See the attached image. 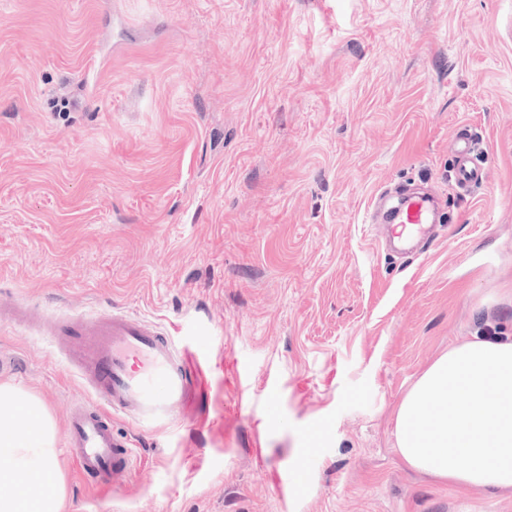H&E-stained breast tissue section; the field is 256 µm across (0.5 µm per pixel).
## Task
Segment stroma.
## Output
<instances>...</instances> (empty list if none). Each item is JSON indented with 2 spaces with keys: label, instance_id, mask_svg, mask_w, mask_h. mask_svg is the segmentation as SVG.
Returning a JSON list of instances; mask_svg holds the SVG:
<instances>
[{
  "label": "stroma",
  "instance_id": "1",
  "mask_svg": "<svg viewBox=\"0 0 512 512\" xmlns=\"http://www.w3.org/2000/svg\"><path fill=\"white\" fill-rule=\"evenodd\" d=\"M464 129L487 158L466 193ZM398 184L448 212L406 257L367 221ZM6 299L139 316L201 375L185 419L113 417L136 464L105 492L66 451L91 397L72 358L0 324V382L55 421L63 512H512L394 435L449 347L512 340V0H0Z\"/></svg>",
  "mask_w": 512,
  "mask_h": 512
}]
</instances>
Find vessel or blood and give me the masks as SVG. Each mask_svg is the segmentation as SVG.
Instances as JSON below:
<instances>
[{
    "label": "vessel or blood",
    "instance_id": "1",
    "mask_svg": "<svg viewBox=\"0 0 512 512\" xmlns=\"http://www.w3.org/2000/svg\"><path fill=\"white\" fill-rule=\"evenodd\" d=\"M454 179L459 188L480 184L485 169L477 143L460 134L454 149ZM433 194H379L371 221L385 225L388 238L409 246L436 223ZM62 347L78 346V372L91 400L75 404L68 416L69 448L85 479L111 487L131 471L129 440L117 438L113 416L136 427L169 423L184 417L200 391L189 354L177 353L157 326L124 312L79 318L57 330Z\"/></svg>",
    "mask_w": 512,
    "mask_h": 512
}]
</instances>
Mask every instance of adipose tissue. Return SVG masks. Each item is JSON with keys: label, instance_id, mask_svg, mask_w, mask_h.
Here are the masks:
<instances>
[{"label": "adipose tissue", "instance_id": "ef3b65f1", "mask_svg": "<svg viewBox=\"0 0 512 512\" xmlns=\"http://www.w3.org/2000/svg\"><path fill=\"white\" fill-rule=\"evenodd\" d=\"M460 400L449 403V392ZM395 437L406 465L445 484L512 493V341L474 339L448 350L409 388ZM54 422L36 397L0 385V512H60ZM22 472L26 483L11 489Z\"/></svg>", "mask_w": 512, "mask_h": 512}]
</instances>
